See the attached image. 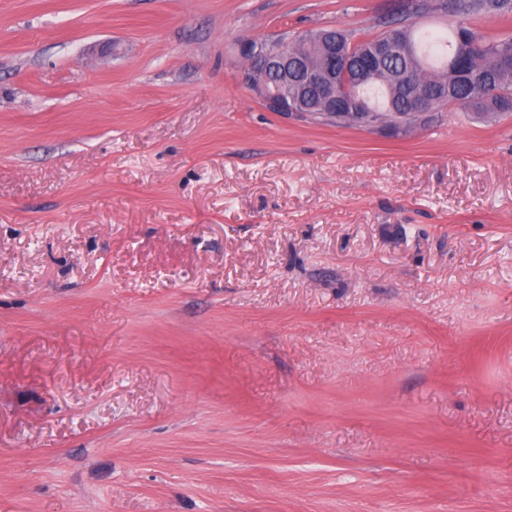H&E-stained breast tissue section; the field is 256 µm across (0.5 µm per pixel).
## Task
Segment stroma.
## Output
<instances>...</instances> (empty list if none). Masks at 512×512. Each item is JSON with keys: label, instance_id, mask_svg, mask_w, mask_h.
Listing matches in <instances>:
<instances>
[{"label": "stroma", "instance_id": "stroma-1", "mask_svg": "<svg viewBox=\"0 0 512 512\" xmlns=\"http://www.w3.org/2000/svg\"><path fill=\"white\" fill-rule=\"evenodd\" d=\"M394 2L0 0V512H512V112L240 80ZM325 29H320L315 33L308 35H298L297 37H278L282 42L288 41V51L286 44L273 45L268 42L267 47L256 45L253 41H242L239 44L238 53L243 57L249 55L252 58L251 65L242 71L244 83L262 97L274 110L283 113H301L305 108V98L302 90H299L297 96L284 100L279 98L275 92H271L265 84H258L255 81L257 70L265 72L268 70L277 74L281 80L288 79V62L290 58H295L298 67L294 73L297 84H303L304 72L311 66H319L326 61L324 50L320 43V34ZM289 56V57H288Z\"/></svg>", "mask_w": 512, "mask_h": 512}]
</instances>
